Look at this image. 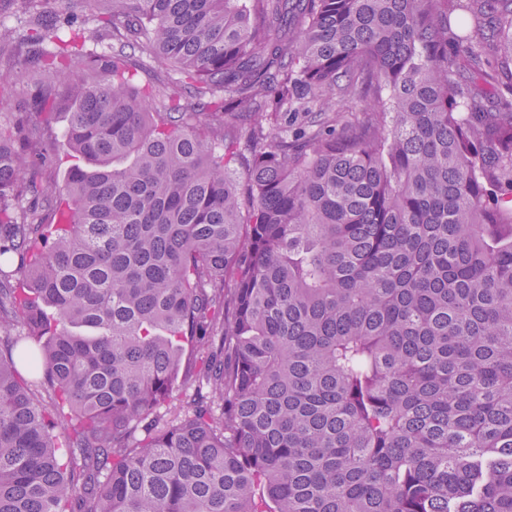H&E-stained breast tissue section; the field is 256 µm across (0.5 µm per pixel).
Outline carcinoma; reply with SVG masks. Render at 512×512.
Here are the masks:
<instances>
[{"label":"carcinoma","mask_w":512,"mask_h":512,"mask_svg":"<svg viewBox=\"0 0 512 512\" xmlns=\"http://www.w3.org/2000/svg\"><path fill=\"white\" fill-rule=\"evenodd\" d=\"M7 2L0 512H512V0ZM39 80L37 74L31 73L27 78L4 83L5 89L0 94V125L3 127L23 126L27 135L40 137L44 141H57L66 126V112L54 116L51 123L40 121L34 112H25L26 106Z\"/></svg>","instance_id":"carcinoma-1"}]
</instances>
